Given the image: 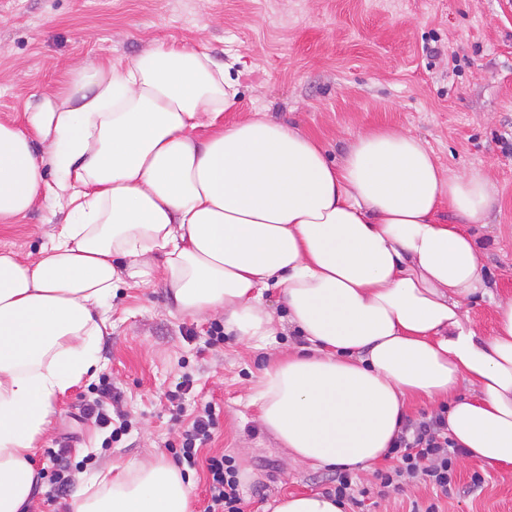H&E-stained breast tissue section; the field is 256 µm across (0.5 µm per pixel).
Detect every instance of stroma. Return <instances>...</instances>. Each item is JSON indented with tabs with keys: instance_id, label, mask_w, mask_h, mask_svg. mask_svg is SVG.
<instances>
[{
	"instance_id": "1",
	"label": "stroma",
	"mask_w": 512,
	"mask_h": 512,
	"mask_svg": "<svg viewBox=\"0 0 512 512\" xmlns=\"http://www.w3.org/2000/svg\"><path fill=\"white\" fill-rule=\"evenodd\" d=\"M162 43L208 48L219 63L239 56L240 94L227 120L263 112L296 123L335 157L355 134L388 126L427 141L453 173H485L499 207L471 230L491 295L473 302L469 316L490 334L494 299L512 296V0H0V123L23 125L67 70L124 65ZM66 214L42 199L25 215L0 219V253L39 257ZM111 322L96 375L55 402L35 455L32 512H67L68 494L112 464L175 461L183 430L208 402L218 421L191 470L192 512L207 504L205 461L214 455L232 457L244 512L331 487L335 470L292 461L253 402L278 350L302 345L292 328L265 348L233 336L209 344L215 318L184 314L158 280L120 285ZM105 380L117 393L112 414L130 423L110 444L83 416ZM63 444L68 493L51 502L52 453ZM455 481L450 496L413 483L364 512H425L435 500L443 512H512V468L462 455Z\"/></svg>"
}]
</instances>
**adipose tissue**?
<instances>
[{"mask_svg":"<svg viewBox=\"0 0 512 512\" xmlns=\"http://www.w3.org/2000/svg\"><path fill=\"white\" fill-rule=\"evenodd\" d=\"M239 86L209 52L161 45L77 71L24 127L0 123V219L40 197L68 208L39 258L0 254V512H30L55 399L96 372L118 285L156 272L182 312L223 314L258 348L278 334L265 295L279 291L305 343L276 356L255 401L293 461L369 470L419 397L443 402L468 458L512 465V297L479 335L468 306L487 286L460 230L497 207L495 186L389 127L334 158L262 113L225 121ZM190 503L189 478L154 459L113 466L69 509Z\"/></svg>","mask_w":512,"mask_h":512,"instance_id":"1","label":"adipose tissue"}]
</instances>
